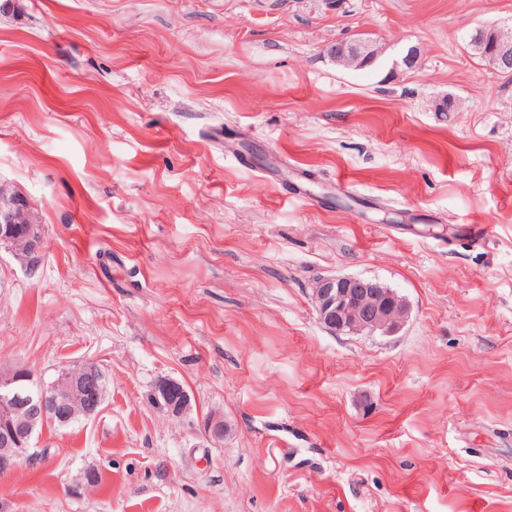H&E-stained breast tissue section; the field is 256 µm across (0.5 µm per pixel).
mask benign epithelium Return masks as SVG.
<instances>
[{"instance_id":"obj_1","label":"benign epithelium","mask_w":512,"mask_h":512,"mask_svg":"<svg viewBox=\"0 0 512 512\" xmlns=\"http://www.w3.org/2000/svg\"><path fill=\"white\" fill-rule=\"evenodd\" d=\"M480 45L498 72L512 74V39L494 26L477 28ZM328 54L339 65L362 68L385 54V47L359 39L338 42ZM42 240V227L35 221L28 198L0 185V243L25 255L35 252ZM310 299L322 326L333 334L391 335L401 329L408 317L405 299L376 279L329 275L318 278ZM103 376L98 367L85 363L64 369L48 386L39 385L34 373L24 366L0 371V474L13 472L38 431L56 421L64 424L80 406L85 419L102 410ZM154 397L164 402L168 412L180 416L190 408L191 397L184 384L162 378Z\"/></svg>"}]
</instances>
